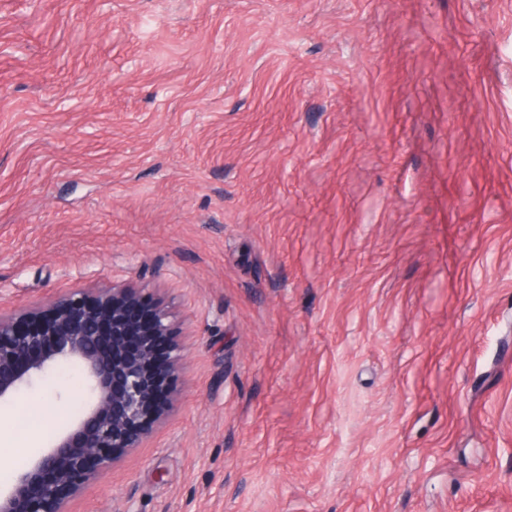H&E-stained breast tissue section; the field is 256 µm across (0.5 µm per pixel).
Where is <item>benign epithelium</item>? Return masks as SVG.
I'll use <instances>...</instances> for the list:
<instances>
[{"instance_id":"7a95c632","label":"benign epithelium","mask_w":512,"mask_h":512,"mask_svg":"<svg viewBox=\"0 0 512 512\" xmlns=\"http://www.w3.org/2000/svg\"><path fill=\"white\" fill-rule=\"evenodd\" d=\"M149 294L147 283H114L0 311V401L65 365L83 385L80 413L0 492V512H68L70 498L139 447L167 411L188 354L170 311Z\"/></svg>"}]
</instances>
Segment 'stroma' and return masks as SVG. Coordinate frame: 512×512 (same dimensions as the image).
<instances>
[{"label":"stroma","mask_w":512,"mask_h":512,"mask_svg":"<svg viewBox=\"0 0 512 512\" xmlns=\"http://www.w3.org/2000/svg\"><path fill=\"white\" fill-rule=\"evenodd\" d=\"M131 280L188 359L70 512H512V0H0V309Z\"/></svg>","instance_id":"stroma-1"}]
</instances>
